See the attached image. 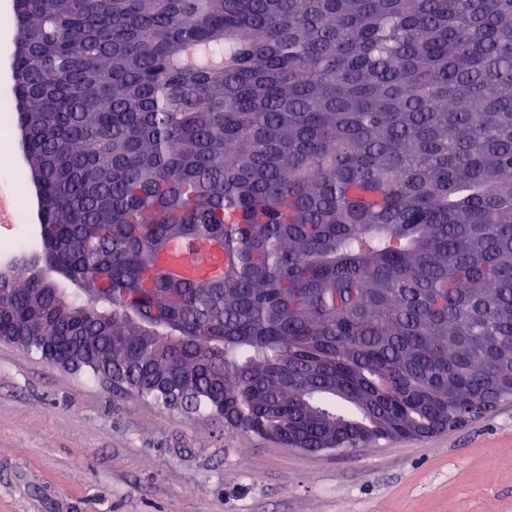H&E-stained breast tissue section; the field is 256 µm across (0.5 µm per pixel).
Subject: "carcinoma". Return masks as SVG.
<instances>
[{"label": "carcinoma", "mask_w": 512, "mask_h": 512, "mask_svg": "<svg viewBox=\"0 0 512 512\" xmlns=\"http://www.w3.org/2000/svg\"><path fill=\"white\" fill-rule=\"evenodd\" d=\"M14 2L0 336L283 448L512 398V0ZM19 136L14 131L13 126V132H12V140H11V147L10 149L6 150L5 147L0 142V170L3 169L4 166H11L17 168V173L22 177L23 182L22 186L29 190L27 188V170L25 166V162L23 160V154L21 153V145L19 142ZM21 148V150H20ZM19 186L20 184L10 172L1 171L0 192L6 200V206L1 212L3 224L0 223V266L6 264L18 254L11 249L9 241L19 230L8 224H19L25 218V214L18 212L15 207V194Z\"/></svg>", "instance_id": "obj_1"}]
</instances>
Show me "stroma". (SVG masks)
<instances>
[{
	"instance_id": "35a3bbf8",
	"label": "stroma",
	"mask_w": 512,
	"mask_h": 512,
	"mask_svg": "<svg viewBox=\"0 0 512 512\" xmlns=\"http://www.w3.org/2000/svg\"><path fill=\"white\" fill-rule=\"evenodd\" d=\"M13 0H0L12 102ZM0 512H512V399L452 431L306 452L0 342Z\"/></svg>"
}]
</instances>
